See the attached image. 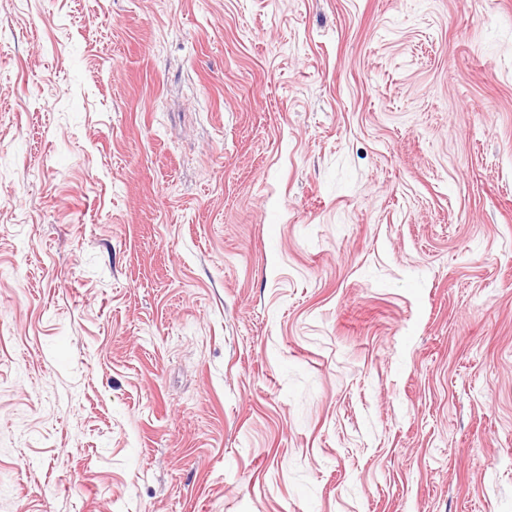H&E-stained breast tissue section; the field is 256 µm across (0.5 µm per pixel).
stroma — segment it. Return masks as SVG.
I'll return each mask as SVG.
<instances>
[{"mask_svg":"<svg viewBox=\"0 0 512 512\" xmlns=\"http://www.w3.org/2000/svg\"><path fill=\"white\" fill-rule=\"evenodd\" d=\"M0 512H512V0H0Z\"/></svg>","mask_w":512,"mask_h":512,"instance_id":"obj_1","label":"stroma"}]
</instances>
